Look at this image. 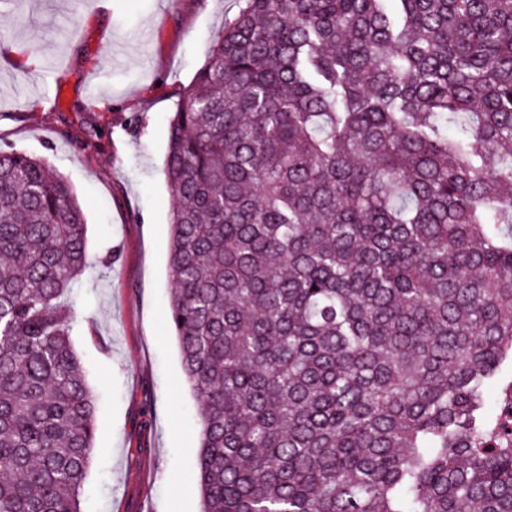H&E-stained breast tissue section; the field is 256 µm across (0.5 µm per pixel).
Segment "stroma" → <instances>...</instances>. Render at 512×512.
<instances>
[{"label":"stroma","instance_id":"1","mask_svg":"<svg viewBox=\"0 0 512 512\" xmlns=\"http://www.w3.org/2000/svg\"><path fill=\"white\" fill-rule=\"evenodd\" d=\"M240 0H0V147L76 192L75 350L96 396L81 512H199L201 405L169 322V120Z\"/></svg>","mask_w":512,"mask_h":512}]
</instances>
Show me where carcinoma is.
I'll return each mask as SVG.
<instances>
[{
  "label": "carcinoma",
  "instance_id": "obj_1",
  "mask_svg": "<svg viewBox=\"0 0 512 512\" xmlns=\"http://www.w3.org/2000/svg\"><path fill=\"white\" fill-rule=\"evenodd\" d=\"M169 123L201 512H512V0H241ZM84 210L0 148V512H80Z\"/></svg>",
  "mask_w": 512,
  "mask_h": 512
}]
</instances>
